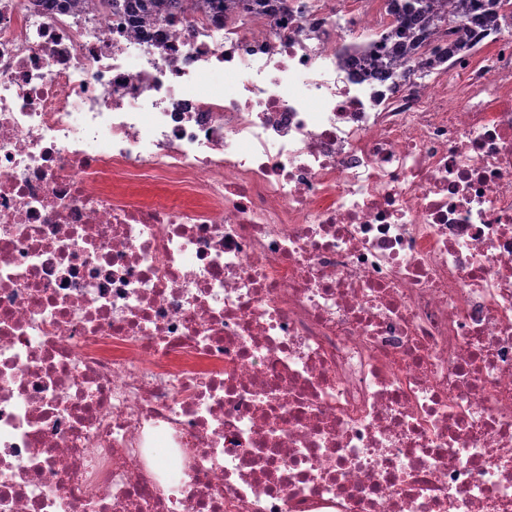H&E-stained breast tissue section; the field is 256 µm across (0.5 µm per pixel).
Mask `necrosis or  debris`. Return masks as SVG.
<instances>
[{
	"label": "necrosis or debris",
	"mask_w": 512,
	"mask_h": 512,
	"mask_svg": "<svg viewBox=\"0 0 512 512\" xmlns=\"http://www.w3.org/2000/svg\"><path fill=\"white\" fill-rule=\"evenodd\" d=\"M397 19L0 0V512H512V42ZM46 8L62 11L83 10L87 8L99 10L103 4L111 5L114 11L124 8L132 16L146 21H158L166 15L180 10L183 0H37ZM123 1V2H121ZM125 3V4H123ZM416 36L417 34L411 25L401 22L400 26L391 30L382 38L381 49H377V47L373 46L376 52L381 54L372 55L371 50L365 51L363 60L364 67L370 71L379 68L390 69L394 63L400 60L408 50L411 49L418 39ZM392 41L395 42L391 44Z\"/></svg>",
	"instance_id": "4bbe7bcc"
}]
</instances>
